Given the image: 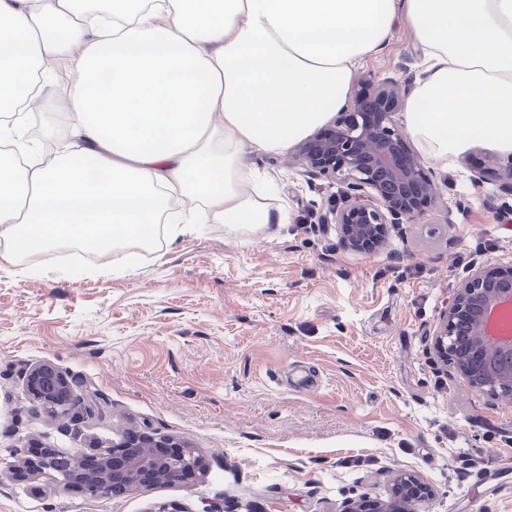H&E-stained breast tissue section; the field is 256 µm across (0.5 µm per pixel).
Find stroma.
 Instances as JSON below:
<instances>
[{"mask_svg":"<svg viewBox=\"0 0 512 512\" xmlns=\"http://www.w3.org/2000/svg\"><path fill=\"white\" fill-rule=\"evenodd\" d=\"M422 74L401 23L357 72L409 88ZM68 91L60 62L33 112L36 147L63 125ZM487 160L512 167L480 142L428 162L437 207L370 255L321 221L346 184L251 151L285 205L278 223L196 224L89 256L71 243L0 268V512H343L388 498L401 473L433 489L413 512H512L476 478L512 482V401L472 391L430 338L474 265L512 260V182H471ZM36 362L65 372L94 414L76 426L31 402ZM125 428L188 443L206 478L93 498L51 471L16 474V449L71 453Z\"/></svg>","mask_w":512,"mask_h":512,"instance_id":"obj_1","label":"stroma"}]
</instances>
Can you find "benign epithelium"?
Returning <instances> with one entry per match:
<instances>
[{"mask_svg": "<svg viewBox=\"0 0 512 512\" xmlns=\"http://www.w3.org/2000/svg\"><path fill=\"white\" fill-rule=\"evenodd\" d=\"M406 88L386 77L361 78L352 86L347 108L294 147L293 158L304 172L345 183L353 194L328 211L344 245L369 254L385 246L389 229L417 224L437 205L439 194L429 170L412 153L406 135L394 120L402 111ZM512 181V167L492 166L475 172V187L487 181ZM370 189L366 195L359 193ZM434 348L443 362L453 364L473 390L512 400V261L477 268L457 289L433 332ZM30 400L49 414L80 417L92 411L90 402L73 399L72 380L46 362L29 367L23 376ZM177 447V455L161 457L155 448ZM97 466L88 469L85 451L62 455L46 448L38 457L41 470L69 474L68 486L92 497H110L114 484L145 489L162 473L174 482L204 474L195 450L168 436L128 430L108 446L88 445ZM429 492L412 474H400L386 500L360 499L345 512H410L411 504Z\"/></svg>", "mask_w": 512, "mask_h": 512, "instance_id": "benign-epithelium-1", "label": "benign epithelium"}]
</instances>
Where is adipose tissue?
Listing matches in <instances>:
<instances>
[{
    "mask_svg": "<svg viewBox=\"0 0 512 512\" xmlns=\"http://www.w3.org/2000/svg\"><path fill=\"white\" fill-rule=\"evenodd\" d=\"M400 19L426 62L402 113L424 157L512 154V0H0V104L41 100L49 66L73 64L50 158L0 151V263L92 234L152 244L178 193L174 235L274 223L246 151L324 125Z\"/></svg>",
    "mask_w": 512,
    "mask_h": 512,
    "instance_id": "ef3b65f1",
    "label": "adipose tissue"
}]
</instances>
